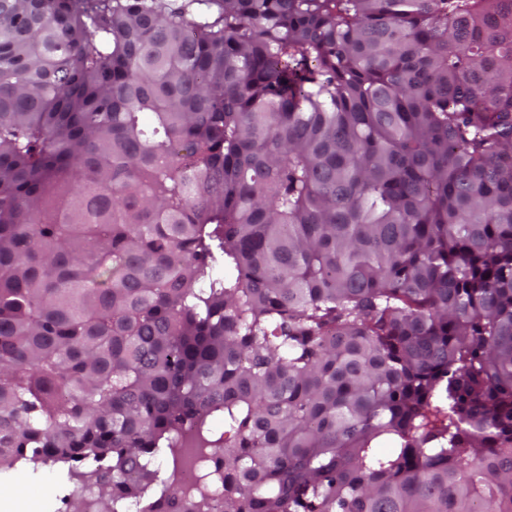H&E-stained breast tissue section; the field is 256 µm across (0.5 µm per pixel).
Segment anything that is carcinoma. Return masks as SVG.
Returning <instances> with one entry per match:
<instances>
[{"instance_id": "1", "label": "carcinoma", "mask_w": 512, "mask_h": 512, "mask_svg": "<svg viewBox=\"0 0 512 512\" xmlns=\"http://www.w3.org/2000/svg\"><path fill=\"white\" fill-rule=\"evenodd\" d=\"M188 434L224 512H512V0L0 5V470Z\"/></svg>"}]
</instances>
